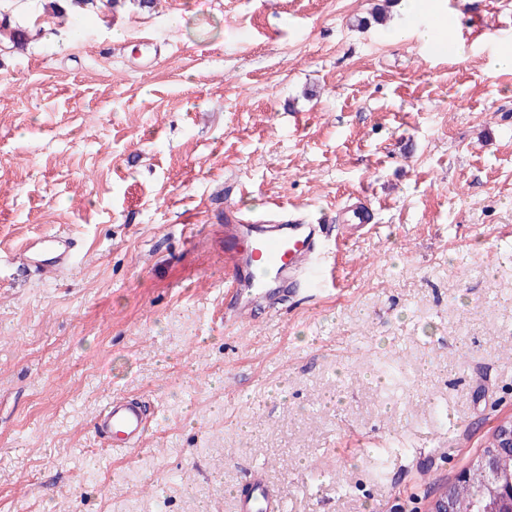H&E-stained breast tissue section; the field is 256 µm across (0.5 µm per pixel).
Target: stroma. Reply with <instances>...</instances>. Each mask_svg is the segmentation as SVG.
I'll use <instances>...</instances> for the list:
<instances>
[{"label":"stroma","mask_w":512,"mask_h":512,"mask_svg":"<svg viewBox=\"0 0 512 512\" xmlns=\"http://www.w3.org/2000/svg\"><path fill=\"white\" fill-rule=\"evenodd\" d=\"M0 0V255L74 242L45 276L0 265V512H423L512 418V0H432L430 48L379 0ZM370 202L351 233L343 210ZM322 225L341 287L224 326L228 210ZM413 392L388 398L380 360ZM140 402L115 453L93 420ZM31 39L30 33L22 27L12 26L10 21L7 19V15L4 14L0 19V42L8 41L14 47H23ZM94 430L110 439L112 451H130L145 435L146 413L134 400L112 398L95 417ZM278 512L279 504L275 502L268 492L265 483L255 476H251L249 491L242 497L243 512Z\"/></svg>","instance_id":"obj_1"}]
</instances>
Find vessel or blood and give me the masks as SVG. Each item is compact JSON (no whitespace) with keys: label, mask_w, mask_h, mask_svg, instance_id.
Masks as SVG:
<instances>
[{"label":"vessel or blood","mask_w":512,"mask_h":512,"mask_svg":"<svg viewBox=\"0 0 512 512\" xmlns=\"http://www.w3.org/2000/svg\"><path fill=\"white\" fill-rule=\"evenodd\" d=\"M321 225L301 218L288 221L252 220L228 211L224 226L227 260L224 264V323L236 324L243 313H252L296 284L303 270H311L310 287H335L334 268L316 265ZM20 255L25 269L43 273L68 266L70 239L64 235L29 240ZM94 429L107 436L114 451L136 449L146 432V413L135 401L110 399L94 420ZM243 512H279V505L265 483L251 479L242 498Z\"/></svg>","instance_id":"vessel-or-blood-1"}]
</instances>
